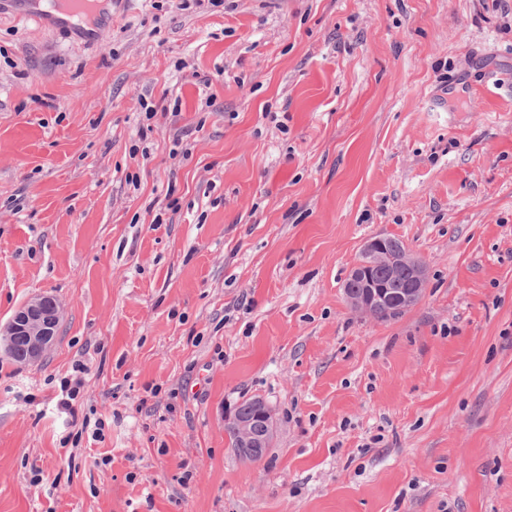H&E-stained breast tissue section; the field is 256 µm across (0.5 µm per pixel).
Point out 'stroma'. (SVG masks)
<instances>
[{
  "label": "stroma",
  "mask_w": 512,
  "mask_h": 512,
  "mask_svg": "<svg viewBox=\"0 0 512 512\" xmlns=\"http://www.w3.org/2000/svg\"><path fill=\"white\" fill-rule=\"evenodd\" d=\"M0 48V328L61 311L0 347V512H512V0L9 6ZM376 236L427 270L386 321ZM28 8L25 12L27 16L42 19L50 26H66L73 30L87 32L84 27L88 17L93 13L96 2L86 0H68L56 2L59 5L55 7V13L43 11L40 9L42 0H24ZM77 18L78 23L73 20ZM381 255L386 256L391 264L398 268L388 266L373 267L375 260ZM401 267L405 268L407 274L402 269H399ZM368 269H370L369 276L362 277L367 274ZM350 275L360 278L345 282L344 293L346 295L357 297L366 293L370 286L385 284L391 288H403L397 304L407 308L419 300L420 293L415 286L423 283L425 268L423 263L414 257L405 245L390 247L388 238L378 236L367 242L364 249V260L358 261L352 268ZM407 279L409 282L408 288H404L406 285L405 280ZM59 323L60 308L53 296L40 294L27 301L16 310L3 332L1 330L7 349L17 341L24 342L26 347L25 355L22 344L15 345L7 352L10 358L19 363L23 359L24 363L38 361L54 344ZM248 398L237 406L236 414L226 413L225 425L232 427L240 433L239 438L235 431L226 427L225 433L228 436L231 448H234L241 457L249 461H257L265 453L266 448H269L270 442L274 433V419L272 411L266 402L262 399H257L256 407L257 413L252 419H243L241 417H252L255 413V399Z\"/></svg>",
  "instance_id": "stroma-1"
}]
</instances>
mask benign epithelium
Returning a JSON list of instances; mask_svg holds the SVG:
<instances>
[{"label": "benign epithelium", "instance_id": "1", "mask_svg": "<svg viewBox=\"0 0 512 512\" xmlns=\"http://www.w3.org/2000/svg\"><path fill=\"white\" fill-rule=\"evenodd\" d=\"M384 255L391 264L405 268L408 275V287L403 289L397 304L404 307L414 305L420 297L417 285L423 283L425 268L406 246H389V239L378 236L365 245L364 260L358 262L350 275L362 277L374 266L375 260ZM388 303V294L381 288L374 287L358 301H352L355 308L371 313V310ZM60 308L57 300L47 294H40L23 304L12 316L7 327L0 333L7 347L11 348L17 341L26 347L24 362L38 361L54 344L58 335ZM257 413L252 419H243L235 414L225 415V425L240 433L238 453L249 461H257L265 453L274 433L272 411L262 399L256 402Z\"/></svg>", "mask_w": 512, "mask_h": 512}]
</instances>
